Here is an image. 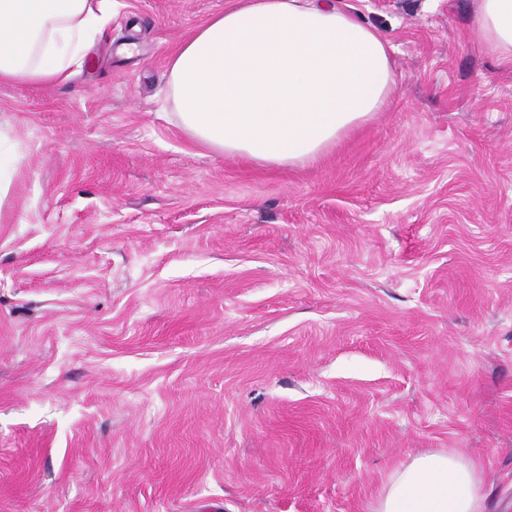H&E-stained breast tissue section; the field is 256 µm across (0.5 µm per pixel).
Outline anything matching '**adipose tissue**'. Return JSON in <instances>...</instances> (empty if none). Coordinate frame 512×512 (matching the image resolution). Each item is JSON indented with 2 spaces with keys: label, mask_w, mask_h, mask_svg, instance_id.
Listing matches in <instances>:
<instances>
[{
  "label": "adipose tissue",
  "mask_w": 512,
  "mask_h": 512,
  "mask_svg": "<svg viewBox=\"0 0 512 512\" xmlns=\"http://www.w3.org/2000/svg\"><path fill=\"white\" fill-rule=\"evenodd\" d=\"M117 0H0V79L51 82L86 62L84 46ZM487 49L512 64V0H474ZM395 87L388 41L335 0H240L171 60L170 98L196 142L265 165L315 162L382 111ZM483 469L428 451L386 477L376 512H486Z\"/></svg>",
  "instance_id": "obj_1"
}]
</instances>
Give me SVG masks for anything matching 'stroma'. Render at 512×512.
Instances as JSON below:
<instances>
[{"mask_svg":"<svg viewBox=\"0 0 512 512\" xmlns=\"http://www.w3.org/2000/svg\"><path fill=\"white\" fill-rule=\"evenodd\" d=\"M239 0H119L91 66L0 82V512H375L456 448L512 498V67L472 0H337L390 105L317 162L178 124Z\"/></svg>","mask_w":512,"mask_h":512,"instance_id":"35a3bbf8","label":"stroma"}]
</instances>
